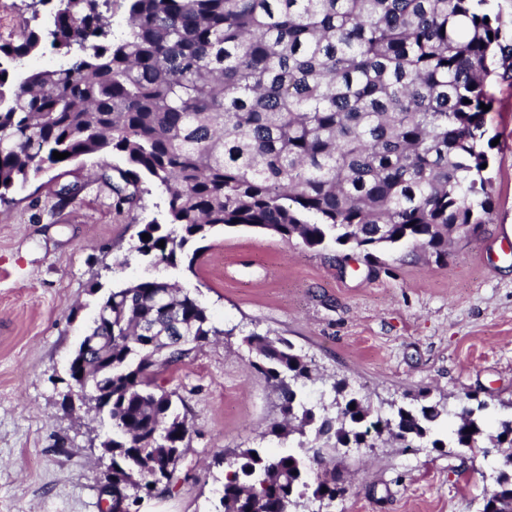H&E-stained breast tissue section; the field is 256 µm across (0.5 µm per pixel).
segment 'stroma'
Listing matches in <instances>:
<instances>
[{
  "instance_id": "obj_1",
  "label": "stroma",
  "mask_w": 512,
  "mask_h": 512,
  "mask_svg": "<svg viewBox=\"0 0 512 512\" xmlns=\"http://www.w3.org/2000/svg\"><path fill=\"white\" fill-rule=\"evenodd\" d=\"M493 92L491 219L440 260L407 244L370 263L332 244L218 226L188 243L195 265L156 266L136 246L143 225L163 219L165 196L155 188L137 207H110L94 175L115 156L71 166L88 187L56 216L38 208L47 173L0 205V512H102L100 443L112 426L69 403L68 363L102 300L150 277L197 298L220 333L157 377L183 399L191 436L179 481L141 512H218L226 467L214 456L279 446L269 433L278 394L252 367V331L312 360L316 379L302 388L312 405L343 378L385 417L410 403L455 410L470 394L486 402L487 424L511 415L512 81ZM500 456L403 448L385 435L341 449L349 490L321 512H479Z\"/></svg>"
}]
</instances>
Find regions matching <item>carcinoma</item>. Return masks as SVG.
<instances>
[{
  "label": "carcinoma",
  "instance_id": "carcinoma-1",
  "mask_svg": "<svg viewBox=\"0 0 512 512\" xmlns=\"http://www.w3.org/2000/svg\"><path fill=\"white\" fill-rule=\"evenodd\" d=\"M126 29L112 31V0H30L31 16L0 37V204L42 171L116 156L97 180L134 207L155 186L166 216L140 230L136 251L155 264L216 226L237 224L332 242L364 257L412 242L448 255V240L475 233L492 212L486 138L491 82L512 79V30L486 0H128ZM51 70H27L45 44ZM69 153L58 160L53 152ZM84 188L58 185L63 203ZM165 245L158 246L159 241ZM97 336L75 355L112 421V470L103 492L131 512L141 495L170 490L190 428L175 393L156 376L219 333L199 301L152 278L111 292ZM255 370L281 394L269 434L286 452L240 450L224 477L222 512H297L347 487L315 466L320 450L372 448L380 434L412 448L508 452L483 512H512V416L489 430L475 396L450 436L435 404L371 416L367 398L332 384L326 405L300 387L311 364L284 339L252 331Z\"/></svg>",
  "mask_w": 512,
  "mask_h": 512
}]
</instances>
